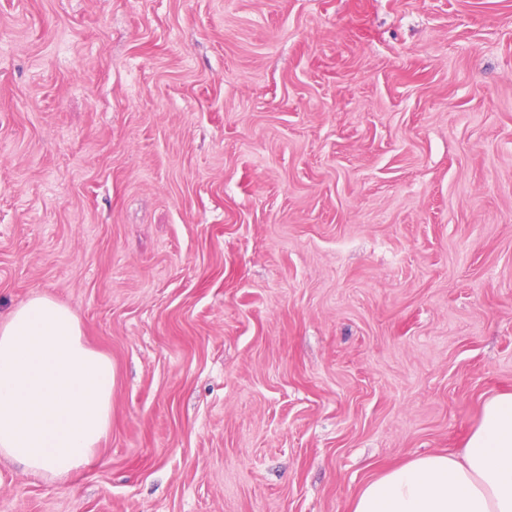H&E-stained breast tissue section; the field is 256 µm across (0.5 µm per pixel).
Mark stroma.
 Returning <instances> with one entry per match:
<instances>
[{"instance_id": "35a3bbf8", "label": "stroma", "mask_w": 512, "mask_h": 512, "mask_svg": "<svg viewBox=\"0 0 512 512\" xmlns=\"http://www.w3.org/2000/svg\"><path fill=\"white\" fill-rule=\"evenodd\" d=\"M112 361L0 512H349L512 392V0H0V317Z\"/></svg>"}]
</instances>
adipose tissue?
I'll return each mask as SVG.
<instances>
[{
    "label": "adipose tissue",
    "instance_id": "ef3b65f1",
    "mask_svg": "<svg viewBox=\"0 0 512 512\" xmlns=\"http://www.w3.org/2000/svg\"><path fill=\"white\" fill-rule=\"evenodd\" d=\"M112 418V362L80 321L38 293L0 320V456L53 478L96 459ZM351 512H512V393L488 398L460 453L432 454L366 483Z\"/></svg>",
    "mask_w": 512,
    "mask_h": 512
}]
</instances>
